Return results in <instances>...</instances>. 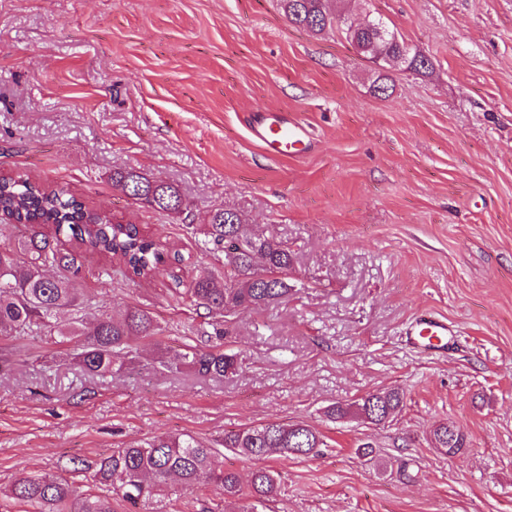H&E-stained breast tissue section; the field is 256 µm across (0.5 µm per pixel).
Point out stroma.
<instances>
[{"instance_id":"35a3bbf8","label":"stroma","mask_w":512,"mask_h":512,"mask_svg":"<svg viewBox=\"0 0 512 512\" xmlns=\"http://www.w3.org/2000/svg\"><path fill=\"white\" fill-rule=\"evenodd\" d=\"M343 6L382 18L431 68H389L394 91L379 97L341 28L296 27L279 0H0V173L66 189L184 257L139 279L58 240L92 312L141 307L162 333L103 378L61 337L0 338V512H30L4 495L23 474L101 494L93 465L112 449L301 420L325 435L321 454H224L241 477L279 473L266 512H512V0ZM262 111L308 122L315 149L268 155L246 128ZM124 166L176 186L184 214L114 189ZM217 208L297 254L287 303L225 316L241 365L221 381L157 363L208 344V315L177 301L172 277L223 267L195 229ZM421 311L455 327L446 352L408 344ZM391 387L407 400L386 425L322 413ZM446 420L470 440L453 459L429 439ZM113 508L224 512V491L172 482Z\"/></svg>"}]
</instances>
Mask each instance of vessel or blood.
<instances>
[{"label": "vessel or blood", "mask_w": 512, "mask_h": 512, "mask_svg": "<svg viewBox=\"0 0 512 512\" xmlns=\"http://www.w3.org/2000/svg\"><path fill=\"white\" fill-rule=\"evenodd\" d=\"M252 137L276 157L297 158L312 147L311 133L306 123L295 115L281 112L257 113L250 127ZM455 334L447 319L430 313L418 314L406 331L409 343L425 351L447 350Z\"/></svg>", "instance_id": "b4317fda"}]
</instances>
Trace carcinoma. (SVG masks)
<instances>
[{
  "instance_id": "carcinoma-1",
  "label": "carcinoma",
  "mask_w": 512,
  "mask_h": 512,
  "mask_svg": "<svg viewBox=\"0 0 512 512\" xmlns=\"http://www.w3.org/2000/svg\"><path fill=\"white\" fill-rule=\"evenodd\" d=\"M290 22L313 34H321L338 24L329 0H280ZM347 39L370 62L399 57L405 41L393 40L382 18L371 20L362 29L345 28ZM403 70L420 73L432 67L430 58L412 51L400 63ZM112 186L151 208L181 215L186 206L179 190L134 167L112 169ZM0 214L25 227L20 234L0 225V337L41 333L60 336L74 343L73 359L90 376H106L116 371L118 355L135 361L134 345L160 334L152 313L129 307L119 318L90 316L84 312L82 289L74 277L79 272L77 258L51 246L40 231L53 227L78 247L122 265L136 278H149L172 260L166 244L135 224H121L107 215L87 208L63 189L47 190L22 175L0 177ZM240 214L215 209L205 217L207 237L216 245L235 243L224 267L230 273L203 268L188 282L173 276V293L209 314H224L239 308L264 309L288 301L293 291L288 274L295 255L288 246L262 234L242 230ZM169 370L188 369L196 375L221 380L239 369L237 355L224 351L222 344L206 350L189 349L172 359L159 361ZM406 402L401 388L369 393L353 403L335 402L325 407L333 421L357 419L376 426L390 422ZM431 442L448 458L470 447L468 436L454 423L442 422L431 432ZM324 446L321 432L306 422L281 424L270 421L224 433V447L249 459L306 457ZM214 446L189 434H166L114 448L99 460L96 480L112 488V496L83 493L65 479L22 475L9 489V497L32 507V512H114L112 498L138 504L163 492L169 480L177 479L186 489L216 484L224 490V502H246L240 512H258V506L272 499L278 489L277 473L259 468L248 485L239 475L224 469Z\"/></svg>"
}]
</instances>
